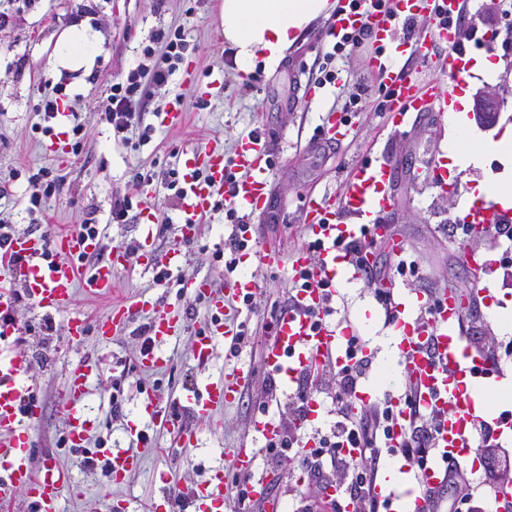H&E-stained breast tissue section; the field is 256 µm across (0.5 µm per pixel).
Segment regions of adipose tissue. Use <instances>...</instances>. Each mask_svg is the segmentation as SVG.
I'll return each mask as SVG.
<instances>
[{
	"label": "adipose tissue",
	"instance_id": "adipose-tissue-1",
	"mask_svg": "<svg viewBox=\"0 0 512 512\" xmlns=\"http://www.w3.org/2000/svg\"><path fill=\"white\" fill-rule=\"evenodd\" d=\"M332 10L331 0H220L219 21L238 72L248 76L256 59H264L270 67L277 65L310 24L329 17ZM96 43L97 34L88 21L70 26L49 61L50 68L91 69L97 57ZM491 155L501 159L503 169L486 175L476 197L511 205L512 124L494 138L470 123H463L448 153L456 175L472 167H483Z\"/></svg>",
	"mask_w": 512,
	"mask_h": 512
}]
</instances>
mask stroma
Here are the masks:
<instances>
[{"instance_id": "35a3bbf8", "label": "stroma", "mask_w": 512, "mask_h": 512, "mask_svg": "<svg viewBox=\"0 0 512 512\" xmlns=\"http://www.w3.org/2000/svg\"><path fill=\"white\" fill-rule=\"evenodd\" d=\"M218 3L0 0V218L15 224L22 235L74 231L83 220H91L104 234L101 253L85 260L92 268L108 259L113 248L139 244L144 218L151 214L157 218L153 226L157 250L181 253L179 267L161 283L156 280L157 268L135 253L126 266L114 270L111 297L93 299L78 290L49 316L22 303L18 323L27 328V335L0 340L24 356L25 373L42 400L44 416L33 466H52L66 475L60 512H116L119 504L123 512H150L159 494L153 480L158 469H166L178 487L198 484L209 478L214 467L229 466L233 448L253 440L254 406L261 397L264 376L261 341L242 345L235 354L228 343L217 342L204 365L193 357V342L212 317L206 304L194 296L191 282L205 278L223 289L228 274L222 255L232 226L223 211L215 210L204 218L201 236L183 239L181 209L172 200L164 176L181 168L187 152L214 146L230 158L240 141L254 131L266 132L271 141V206L264 217H252L256 243L238 254L266 297L260 312L243 308L236 314L242 328L251 331L261 327L273 305L288 300L292 256L308 240L303 210L309 192L336 191L352 167L365 159L391 162L394 206L385 222L391 236L402 241L404 259L421 269L417 277L398 273L385 240H377L372 248L377 263L399 288L428 295L447 292L458 283L471 284L465 255L471 252L479 257L485 251L484 239L462 230L451 236L440 230L450 220L462 223V206L485 177L484 170H467L451 177L448 192L429 179V166L444 155L453 136V118L435 112L415 114L395 129L377 88L365 90L342 79L323 83L329 69L368 73L372 56L368 50H350L345 58L326 61L334 44L326 21L306 32L275 69H265L259 61L254 66L257 79L240 80L224 47ZM84 18L99 41L94 68L88 73L50 70L47 59L61 32ZM171 27L180 28L189 45L183 61L166 85L151 89L143 98L142 128L113 131L98 116L113 80L126 74L144 49L161 55L163 48L154 43L153 35ZM217 71L224 74L223 86L207 88L208 75ZM53 94L59 95L81 126L79 134L68 137L74 151L59 155L45 150L51 135L42 127L39 112L44 98ZM343 106L349 109L348 133L336 144H326L323 116ZM177 111L184 113V123L169 126L167 113ZM146 127L151 130L147 136L142 133ZM43 168L63 179L61 188L48 196L42 186L30 181ZM139 174L148 176L149 184L136 186ZM131 191L137 197L125 222L113 223L115 200ZM265 244L279 248V264L269 266L259 260ZM149 296L169 304L184 322L164 346L167 366L144 373L135 360L146 314L107 337L98 334L96 324L114 305ZM333 305L334 320L346 319L360 328L368 352L373 360H380L381 348L375 340L386 334L388 326L373 288L354 283L348 290L337 291ZM77 317L86 319L89 329L73 340L66 325ZM242 363L252 365L253 382L239 399L214 408L207 418H198L186 407L173 428L163 429L142 416L148 395L181 400L188 388L219 379ZM84 365L95 370L84 398V410L95 425L85 446L72 448L64 442L67 419L61 397L68 373ZM116 403L122 408L118 418L112 415ZM134 426L146 432L147 441L131 437ZM182 430L194 433V447H173ZM109 448H130L139 458L138 466L118 483L101 469L90 471L82 465L87 456L105 461Z\"/></svg>"}]
</instances>
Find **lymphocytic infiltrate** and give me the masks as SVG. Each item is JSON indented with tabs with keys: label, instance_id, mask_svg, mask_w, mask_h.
<instances>
[{
	"label": "lymphocytic infiltrate",
	"instance_id": "lymphocytic-infiltrate-1",
	"mask_svg": "<svg viewBox=\"0 0 512 512\" xmlns=\"http://www.w3.org/2000/svg\"><path fill=\"white\" fill-rule=\"evenodd\" d=\"M154 41L164 44L165 52L153 65L137 63L126 80L113 82L111 93L102 106L100 118L121 133L140 124L137 94L141 92V77H148L150 85H166L183 59L186 43L181 31H157ZM366 342L359 333L346 340L347 364L334 368L335 388L325 393L315 386L313 369L301 374L287 410L278 413V433L275 440L266 442L258 453L266 461H282L292 456L306 476V488L290 486L289 494L302 504V512H343L352 505V512H385L387 503L376 491V480L385 453L391 452L413 461L416 469H424L435 451L443 420L437 414L421 408L412 382L400 388L401 405L410 409V419L400 422L398 407L390 397L356 407L354 400L362 381L371 367L365 355ZM328 397L332 406L325 428L310 429L306 419L309 401ZM329 471L341 473L336 487L339 498L326 497L327 485L322 476Z\"/></svg>",
	"mask_w": 512,
	"mask_h": 512
}]
</instances>
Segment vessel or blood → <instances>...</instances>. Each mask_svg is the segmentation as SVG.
<instances>
[{"label": "vessel or blood", "mask_w": 512, "mask_h": 512, "mask_svg": "<svg viewBox=\"0 0 512 512\" xmlns=\"http://www.w3.org/2000/svg\"><path fill=\"white\" fill-rule=\"evenodd\" d=\"M463 0H391L390 12L375 10L365 4L348 9L336 18L337 33H344L369 25L376 43L387 47L388 56H376L372 70L387 88L395 104L394 126H402L410 114L436 110L448 112L455 103L459 87L468 74V49L457 37L453 26L463 13ZM429 14L435 27L429 37L413 41H394L392 26L395 20H412L420 14ZM447 45V82L430 81L419 84L407 67L397 66V59L421 58L429 44ZM269 140L261 133L243 138L234 159H227L223 151L205 149L191 152L184 162L182 227L184 239H193L198 224L208 214L216 198L223 194L228 182L229 166L246 170L244 179L229 181L233 184L234 200L246 215L263 213L269 198L270 166ZM204 178H197V171ZM392 166L388 161L359 163L342 184L337 198L315 194L305 205L304 222L314 236L317 251L302 248L293 255L294 268L315 266L318 279L335 284L338 272L351 278H360L347 252L351 242L363 238L381 237L382 219L393 206L390 193ZM512 220V210L492 202L472 204L465 216L466 223L475 226ZM7 247L20 256L21 264L13 271V278L23 280L27 294L35 308L52 312L67 302L74 286H82L85 293L105 296L111 293L112 272L126 264L122 249H113L108 261L86 273L75 264L80 255L97 250L96 241L71 233L54 239L55 257H45L42 237L22 235L11 239ZM255 284L245 273L228 279L222 292H215L209 281H200L195 293L206 300L214 316L212 327L197 337L193 356L198 364H206L217 339L233 341L237 334L234 323L224 321L227 299H241L254 292ZM298 308H281L276 314L277 325L264 345L263 361L266 369L279 376L283 385L296 383L305 368L341 365L346 361L343 345L334 329L321 326L312 329V313L322 311L325 294L322 289L301 290L297 295ZM427 306L419 293L398 297L390 308L391 323L401 336L400 376L411 380L418 389L423 406L435 411L444 424L436 454L423 471L404 470L399 483L383 476L377 489L389 500L388 512H423L426 500L424 488L440 489L448 484L447 464L458 468L470 466L475 451L476 435L472 424L481 416L475 398L486 387L503 376L501 365L486 360L468 343L463 333V313L456 294L443 298L430 324H423L420 314ZM151 311L147 324L148 343L139 353L136 364L145 372L164 367L167 358L162 350L166 340L178 329L177 319L158 300L140 299L115 307L111 315L97 324L100 335L107 336L134 321L140 311ZM90 368L73 369L63 392V405L67 412V441L78 447L85 441L93 422L85 414L83 398L89 380ZM251 380V371L237 367L226 372L223 379L210 382L202 390L189 391L184 400L201 417L209 416L214 407L224 404L245 389ZM143 408L151 421L166 425L172 422L175 404H162L150 397ZM43 404L32 382L24 377L21 356L0 350V504L11 501L14 494H22L37 512H59L63 473L52 467L34 471L30 457L33 436L40 422ZM108 462L115 478L125 477L136 467L133 452L112 448L107 452ZM160 492L152 504V512H221L227 503V478L224 469H216L209 479L193 487L180 490L169 486L165 474H157Z\"/></svg>", "instance_id": "1"}]
</instances>
